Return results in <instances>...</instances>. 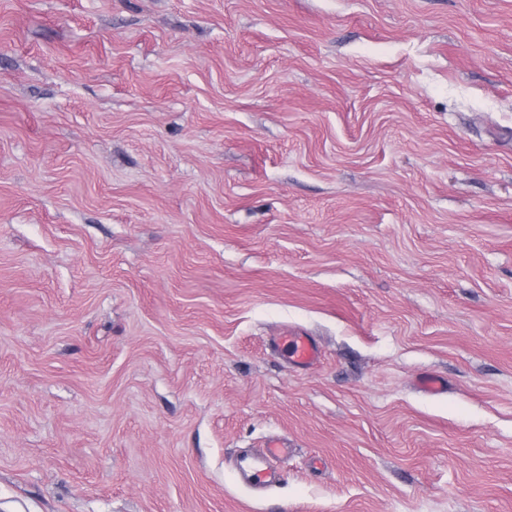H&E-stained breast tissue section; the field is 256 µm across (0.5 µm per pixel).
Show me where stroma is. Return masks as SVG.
Returning a JSON list of instances; mask_svg holds the SVG:
<instances>
[{
    "mask_svg": "<svg viewBox=\"0 0 512 512\" xmlns=\"http://www.w3.org/2000/svg\"><path fill=\"white\" fill-rule=\"evenodd\" d=\"M0 512H512V0H0ZM282 345L287 347L288 358L297 367L308 368L318 359V346L308 336H284ZM266 448L262 460L244 459L240 464L241 484L248 491H254L270 481V476L263 467L264 460L281 458L288 451V448L280 441H272Z\"/></svg>",
    "mask_w": 512,
    "mask_h": 512,
    "instance_id": "obj_1",
    "label": "stroma"
}]
</instances>
